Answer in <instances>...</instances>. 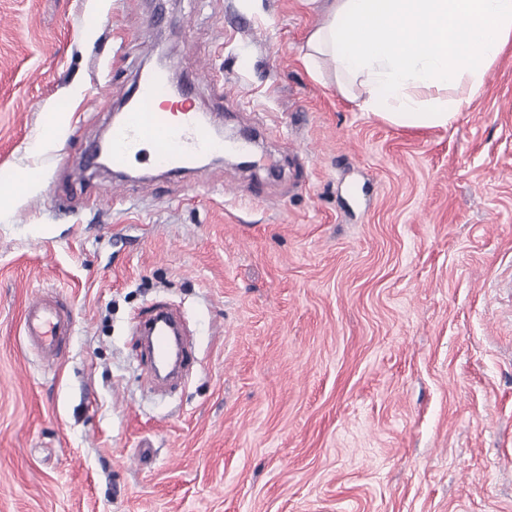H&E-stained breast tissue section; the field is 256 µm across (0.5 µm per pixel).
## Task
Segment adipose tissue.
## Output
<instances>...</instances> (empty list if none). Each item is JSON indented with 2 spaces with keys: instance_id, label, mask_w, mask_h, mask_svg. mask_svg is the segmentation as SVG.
I'll return each mask as SVG.
<instances>
[{
  "instance_id": "obj_1",
  "label": "adipose tissue",
  "mask_w": 512,
  "mask_h": 512,
  "mask_svg": "<svg viewBox=\"0 0 512 512\" xmlns=\"http://www.w3.org/2000/svg\"><path fill=\"white\" fill-rule=\"evenodd\" d=\"M512 44V0H325L300 58L331 69L363 112L401 127H448Z\"/></svg>"
}]
</instances>
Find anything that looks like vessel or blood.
Here are the masks:
<instances>
[{
	"label": "vessel or blood",
	"mask_w": 512,
	"mask_h": 512,
	"mask_svg": "<svg viewBox=\"0 0 512 512\" xmlns=\"http://www.w3.org/2000/svg\"><path fill=\"white\" fill-rule=\"evenodd\" d=\"M131 107L122 122L113 125L109 162L123 170L142 151L153 147V160L167 171H179L203 155L241 151V144L215 139L210 124L197 115L190 91L172 98L164 71L158 70L138 80L129 97ZM177 323L173 311L156 309L140 331L151 339L152 356L163 359L170 352L171 339L154 330L155 321ZM23 332L29 345L49 363L58 362L66 351L72 331V313L66 300L46 295L30 303L23 314Z\"/></svg>",
	"instance_id": "vessel-or-blood-1"
}]
</instances>
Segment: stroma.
Here are the masks:
<instances>
[{
	"label": "stroma",
	"instance_id": "35a3bbf8",
	"mask_svg": "<svg viewBox=\"0 0 512 512\" xmlns=\"http://www.w3.org/2000/svg\"><path fill=\"white\" fill-rule=\"evenodd\" d=\"M322 21L0 0V178L37 179L0 214V512H512V47L452 126L400 127L308 73ZM159 42L225 132L266 119L255 167L75 181ZM49 292L53 365L22 333ZM159 306L192 343L163 392ZM22 322L28 344L36 348L47 363L58 362L66 351L72 331L68 302L47 294L25 308ZM157 320H163L174 325H178L179 321L173 311L162 307L156 309L147 321L140 324L141 333L150 335L151 343L149 349L152 356L160 360L168 356L171 348V338L170 336L161 335L157 331H153L154 323Z\"/></svg>",
	"mask_w": 512,
	"mask_h": 512
}]
</instances>
